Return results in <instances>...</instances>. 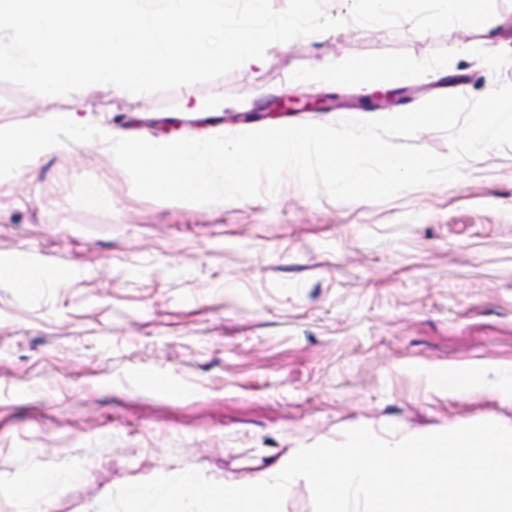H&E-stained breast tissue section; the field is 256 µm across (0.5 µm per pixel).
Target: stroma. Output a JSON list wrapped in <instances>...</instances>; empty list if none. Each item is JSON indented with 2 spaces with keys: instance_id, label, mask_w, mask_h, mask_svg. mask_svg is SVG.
<instances>
[{
  "instance_id": "1",
  "label": "stroma",
  "mask_w": 512,
  "mask_h": 512,
  "mask_svg": "<svg viewBox=\"0 0 512 512\" xmlns=\"http://www.w3.org/2000/svg\"><path fill=\"white\" fill-rule=\"evenodd\" d=\"M322 6L344 27L266 49L254 76L78 97L0 81V128L74 110L120 135L205 139L512 84V0L485 26L428 34ZM335 56L434 71L299 81ZM282 92L350 104L267 117L261 103ZM385 92L394 103L375 108ZM91 188L100 204L85 203ZM27 263L51 285L19 287ZM453 377L465 395L445 387ZM487 421L512 428V147L465 160L457 183L379 202L312 197L291 174L237 205L158 201L96 141L0 183V512H100L125 484L190 468L245 480L358 426L397 440ZM50 470L74 478L18 504L15 487Z\"/></svg>"
}]
</instances>
